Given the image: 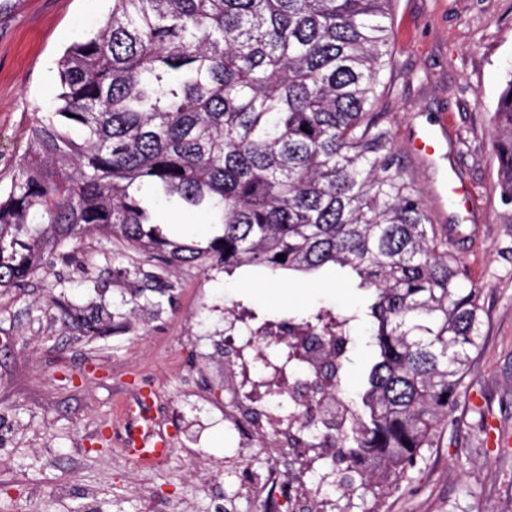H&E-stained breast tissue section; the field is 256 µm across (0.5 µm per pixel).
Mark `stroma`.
<instances>
[{
    "mask_svg": "<svg viewBox=\"0 0 512 512\" xmlns=\"http://www.w3.org/2000/svg\"><path fill=\"white\" fill-rule=\"evenodd\" d=\"M0 17V189L29 147L35 114L58 92L56 63L95 32L112 0H20ZM391 64L375 109L390 154L421 191L430 220L466 285L479 288L482 339L432 448L381 499L357 484L348 512H512V201L498 186L492 114L512 79V0H392ZM435 130L444 155H415ZM460 180L466 198L448 194ZM371 291L348 271L233 275L171 268L92 232L23 287L0 290V512H259L246 483L294 451L241 441L224 425V311L287 318L326 307L367 308ZM146 305L147 318L132 311ZM100 316L97 332L80 318ZM150 397L172 451L157 468L134 465L117 440L122 406Z\"/></svg>",
    "mask_w": 512,
    "mask_h": 512,
    "instance_id": "35a3bbf8",
    "label": "stroma"
}]
</instances>
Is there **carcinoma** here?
Instances as JSON below:
<instances>
[{"label":"carcinoma","instance_id":"1","mask_svg":"<svg viewBox=\"0 0 512 512\" xmlns=\"http://www.w3.org/2000/svg\"><path fill=\"white\" fill-rule=\"evenodd\" d=\"M389 3L112 0L104 26L61 57L54 106L33 118L0 193V288L91 231L172 267L355 274L373 291L367 311L286 319L332 336L327 369L349 416L331 419L318 399L291 412L306 447L347 461L334 491L358 481L376 499L447 422L482 311L371 112L391 63ZM492 127L512 201V79ZM149 193L211 215L210 235L165 233ZM363 320L376 355L356 403L341 375Z\"/></svg>","mask_w":512,"mask_h":512}]
</instances>
